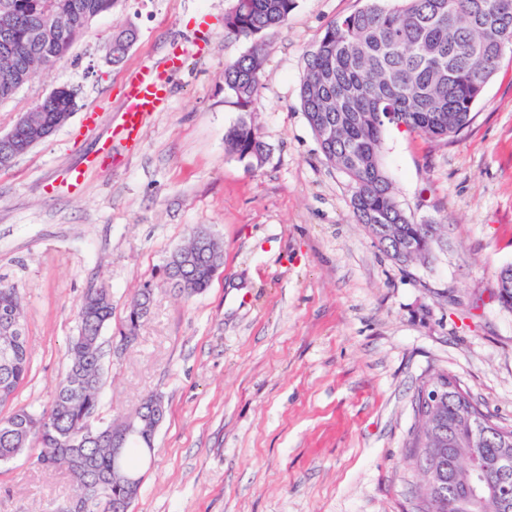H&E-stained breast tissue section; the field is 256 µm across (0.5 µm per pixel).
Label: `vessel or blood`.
Returning a JSON list of instances; mask_svg holds the SVG:
<instances>
[{"label":"vessel or blood","mask_w":512,"mask_h":512,"mask_svg":"<svg viewBox=\"0 0 512 512\" xmlns=\"http://www.w3.org/2000/svg\"><path fill=\"white\" fill-rule=\"evenodd\" d=\"M179 65V59L170 58L162 65L144 67L135 73L128 85L121 121L111 127V136L136 138L147 119L165 108L170 94L165 75Z\"/></svg>","instance_id":"b4317fda"}]
</instances>
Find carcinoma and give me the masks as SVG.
Returning <instances> with one entry per match:
<instances>
[{
    "instance_id": "cac0c4a2",
    "label": "carcinoma",
    "mask_w": 512,
    "mask_h": 512,
    "mask_svg": "<svg viewBox=\"0 0 512 512\" xmlns=\"http://www.w3.org/2000/svg\"><path fill=\"white\" fill-rule=\"evenodd\" d=\"M116 0H0L11 26L0 29V103L11 99L37 73L65 58L74 41L93 19L112 10ZM297 0H235L224 26L249 42L248 50L224 68V89L244 112L250 111L262 86L266 54L264 34L284 24ZM136 30L112 37V62L127 54ZM512 49V0H367L358 11L331 22L307 54L300 89L302 112L325 159L350 181V206L373 243L404 267L428 261L440 225L418 223L395 198L382 161V134L387 126H403L431 139L457 137L472 121V109ZM11 84L3 83L4 73ZM76 109L71 89L59 87L31 116L36 126L55 125ZM227 150L247 166H261L267 148L257 128L242 116L225 134ZM169 263L184 266L191 297L207 288L220 266L223 251L215 239L204 248L187 241ZM498 290L512 308V265L497 273ZM152 288H140L126 320L151 299ZM22 320L16 289L0 281V337L11 320ZM78 335L71 341L69 367L58 384L51 406L36 414L18 408L0 417V458L22 447L36 448L43 467H66L78 492L87 495L99 482L112 481V445L91 418L99 406L102 386L100 338L112 320V295L86 293L78 310ZM31 372L25 328H20L14 362L0 366V407L13 402ZM483 412L464 392H451L437 411L416 401L418 426L405 450L408 466L423 472L427 463L461 439L458 420L465 410ZM485 452L495 453L502 438L512 441V428L494 425ZM140 437H129L122 468L136 470ZM422 512H501L489 502L464 506L453 483L438 495L424 488Z\"/></svg>"
}]
</instances>
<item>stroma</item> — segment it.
I'll use <instances>...</instances> for the list:
<instances>
[{
    "instance_id": "35a3bbf8",
    "label": "stroma",
    "mask_w": 512,
    "mask_h": 512,
    "mask_svg": "<svg viewBox=\"0 0 512 512\" xmlns=\"http://www.w3.org/2000/svg\"><path fill=\"white\" fill-rule=\"evenodd\" d=\"M365 3L298 0L265 33L251 114L267 147L258 168L224 143L241 115L224 68L248 48L224 26L235 0H118L67 58L0 103L5 133L57 87L77 102L0 169V279L24 301L32 365L13 405L50 406L81 300L109 288L97 421L124 420L151 395L166 407L131 512H417L422 479L403 457L417 390L441 371L512 428V309L496 298V273L512 264V53L454 139L385 131L398 204L442 227L428 264L399 266L355 222L349 181L300 105L308 52ZM129 26L138 38L113 63L107 46ZM181 51L166 109L138 142L111 139L109 158L73 188L70 172L107 138L128 78ZM199 224L223 264L188 298L161 269ZM146 282L150 309L123 342ZM75 493L68 473L29 453L0 463V512H52Z\"/></svg>"
}]
</instances>
